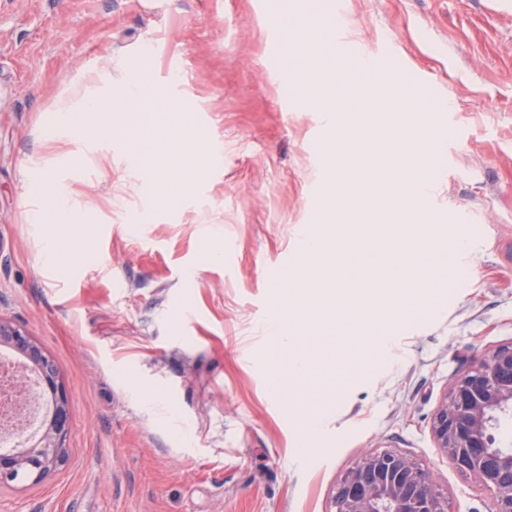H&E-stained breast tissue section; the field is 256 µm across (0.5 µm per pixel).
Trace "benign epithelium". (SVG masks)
Instances as JSON below:
<instances>
[{
  "mask_svg": "<svg viewBox=\"0 0 512 512\" xmlns=\"http://www.w3.org/2000/svg\"><path fill=\"white\" fill-rule=\"evenodd\" d=\"M0 345L26 355L38 372L35 385L50 395L45 429L0 449V485L22 479L38 483L66 459L68 398L56 367L22 328L0 319ZM27 366L15 374L8 400L27 392ZM512 418V344L489 351L462 373L438 405L431 429L454 467L490 496L489 512H512V448L497 443L494 431ZM333 512H447V499L412 457L382 450L363 457L342 475Z\"/></svg>",
  "mask_w": 512,
  "mask_h": 512,
  "instance_id": "obj_1",
  "label": "benign epithelium"
}]
</instances>
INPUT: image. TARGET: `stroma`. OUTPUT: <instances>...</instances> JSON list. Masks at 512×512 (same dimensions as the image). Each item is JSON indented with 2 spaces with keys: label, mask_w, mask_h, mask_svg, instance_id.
<instances>
[{
  "label": "stroma",
  "mask_w": 512,
  "mask_h": 512,
  "mask_svg": "<svg viewBox=\"0 0 512 512\" xmlns=\"http://www.w3.org/2000/svg\"><path fill=\"white\" fill-rule=\"evenodd\" d=\"M363 55L392 42L448 97L462 141L446 150L429 212L457 209L484 227L460 288L423 283L433 306L393 329L340 325L301 299L283 311L311 362L290 398L270 382L265 322L272 271L287 275L330 171L310 154L326 106L353 110L361 72L297 63L324 95L292 108L271 73L267 0H0V319L20 326L57 368L68 397L63 466L40 483L0 486V512H330L342 474L393 450L436 478L448 512H488L431 422L456 378L512 343V7L500 0H344ZM153 46L155 87L191 102L192 141L215 146L193 175L153 189L145 172L171 152L169 112L147 104L131 127L45 134L44 116L117 93ZM180 88H168L174 62ZM152 140L144 155L131 141ZM51 174L88 215L77 258L45 259L28 223L31 171ZM430 223V222H429ZM223 251L219 262L207 259ZM321 417L303 443L291 401Z\"/></svg>",
  "instance_id": "1"
}]
</instances>
